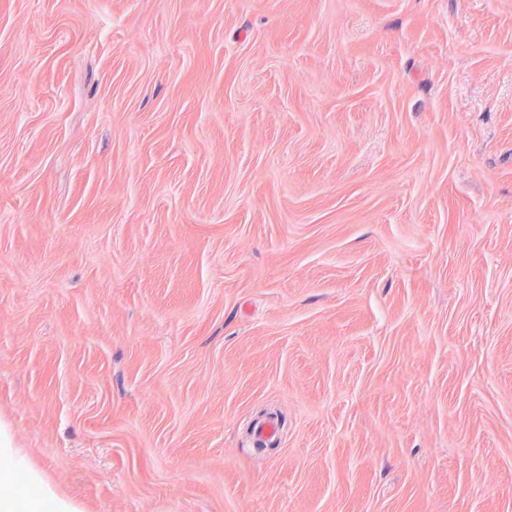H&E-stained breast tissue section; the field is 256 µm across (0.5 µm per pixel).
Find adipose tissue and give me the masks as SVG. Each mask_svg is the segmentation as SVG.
I'll return each instance as SVG.
<instances>
[{
  "label": "adipose tissue",
  "mask_w": 512,
  "mask_h": 512,
  "mask_svg": "<svg viewBox=\"0 0 512 512\" xmlns=\"http://www.w3.org/2000/svg\"><path fill=\"white\" fill-rule=\"evenodd\" d=\"M0 512H82L62 495L13 445L8 426L0 425Z\"/></svg>",
  "instance_id": "1"
}]
</instances>
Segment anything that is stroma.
Segmentation results:
<instances>
[{"instance_id": "stroma-1", "label": "stroma", "mask_w": 512, "mask_h": 512, "mask_svg": "<svg viewBox=\"0 0 512 512\" xmlns=\"http://www.w3.org/2000/svg\"><path fill=\"white\" fill-rule=\"evenodd\" d=\"M1 422L84 512H512V0H0Z\"/></svg>"}]
</instances>
